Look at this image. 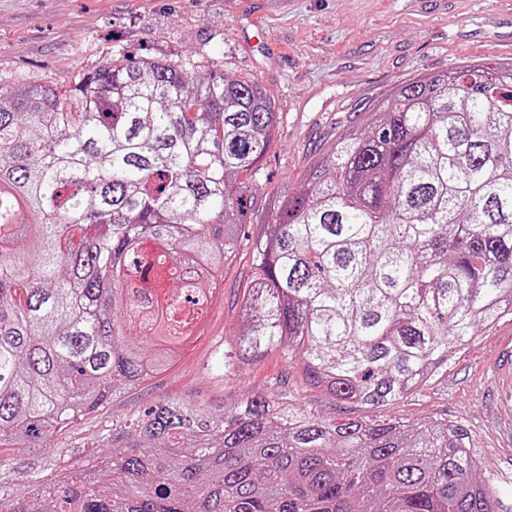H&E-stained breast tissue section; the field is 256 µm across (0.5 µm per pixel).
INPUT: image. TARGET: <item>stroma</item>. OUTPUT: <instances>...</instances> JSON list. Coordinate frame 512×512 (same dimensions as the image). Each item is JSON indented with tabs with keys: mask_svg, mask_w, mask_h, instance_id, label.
I'll use <instances>...</instances> for the list:
<instances>
[{
	"mask_svg": "<svg viewBox=\"0 0 512 512\" xmlns=\"http://www.w3.org/2000/svg\"><path fill=\"white\" fill-rule=\"evenodd\" d=\"M511 36L512 0H0V81L68 88L112 58L145 56L191 61L201 76L215 66L258 81L280 114L251 182L260 213L339 133L362 121L365 108L417 76L506 61L503 42ZM253 263L251 242L243 240L188 348L71 428L85 454L98 455L111 420L164 396L229 410L262 395L288 397L331 421L458 420L485 459L512 469L511 319L481 329L413 393L369 411L307 386L300 364L276 352L231 373L217 367L218 352L239 329Z\"/></svg>",
	"mask_w": 512,
	"mask_h": 512,
	"instance_id": "1",
	"label": "stroma"
}]
</instances>
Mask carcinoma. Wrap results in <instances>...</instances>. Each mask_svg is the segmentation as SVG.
<instances>
[{"mask_svg":"<svg viewBox=\"0 0 512 512\" xmlns=\"http://www.w3.org/2000/svg\"><path fill=\"white\" fill-rule=\"evenodd\" d=\"M191 69L0 82V441L36 449L0 456V512H512V471L462 422H333L286 398L159 399L81 468L61 433L174 359L245 224L254 273L226 368L279 352L373 411L512 317V62L395 88L255 220L249 179L280 115L257 83Z\"/></svg>","mask_w":512,"mask_h":512,"instance_id":"cac0c4a2","label":"carcinoma"}]
</instances>
